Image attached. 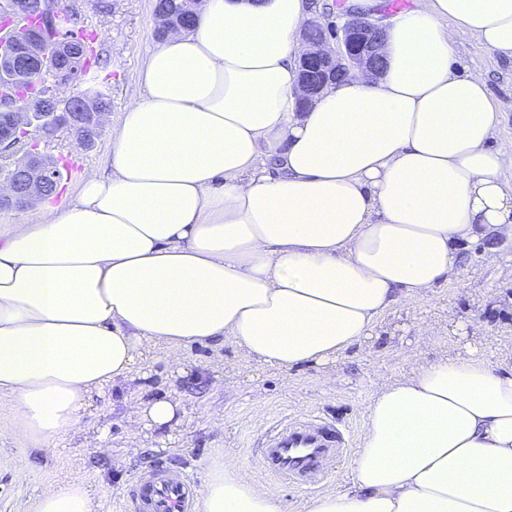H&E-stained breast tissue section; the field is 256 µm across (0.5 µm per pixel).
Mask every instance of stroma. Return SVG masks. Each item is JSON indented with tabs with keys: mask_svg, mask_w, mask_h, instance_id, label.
I'll use <instances>...</instances> for the list:
<instances>
[{
	"mask_svg": "<svg viewBox=\"0 0 512 512\" xmlns=\"http://www.w3.org/2000/svg\"><path fill=\"white\" fill-rule=\"evenodd\" d=\"M76 11L85 31L98 34L95 47L108 81L112 107L95 142L78 147L60 132L40 139L48 160L80 150L83 165L61 180L56 195L22 211H0V231L32 224L51 209L73 202L83 179L101 172L112 148V128L131 99L138 97V73L147 50L157 41L154 0H61ZM455 69L480 74L502 111L492 146L512 151V60L488 50L467 32L454 47ZM512 263V241L481 239L461 245L460 274L440 283L429 297L404 298L377 320L368 338L336 361L288 371L247 358L232 342L210 341L189 347L174 363L162 346L151 347L129 380L88 399L76 429L44 457L0 440V512H28L44 489L70 482L91 492L94 512H130V491L157 462L189 473L203 485L224 444H233L236 461L256 487L276 492L283 512H304L313 490L266 477L258 461L264 436L280 421L315 415L345 427L360 444L371 398L388 380L411 375L429 364L472 347L488 359L512 348V280L500 267ZM330 385H323L324 375ZM159 398L181 400L186 416L159 430L132 426L130 415Z\"/></svg>",
	"mask_w": 512,
	"mask_h": 512,
	"instance_id": "1",
	"label": "stroma"
}]
</instances>
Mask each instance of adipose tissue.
Segmentation results:
<instances>
[{
    "instance_id": "1",
    "label": "adipose tissue",
    "mask_w": 512,
    "mask_h": 512,
    "mask_svg": "<svg viewBox=\"0 0 512 512\" xmlns=\"http://www.w3.org/2000/svg\"><path fill=\"white\" fill-rule=\"evenodd\" d=\"M310 0H205L146 56L108 170L0 242V438L44 454L152 346L232 341L287 371L334 361L404 297L512 240L500 110L456 32L512 59V0H426L386 25L382 75L296 98ZM225 446L197 512H283ZM350 489L305 512H512V368L468 349L383 385ZM29 512H93L84 484Z\"/></svg>"
}]
</instances>
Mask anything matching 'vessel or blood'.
Instances as JSON below:
<instances>
[{
    "mask_svg": "<svg viewBox=\"0 0 512 512\" xmlns=\"http://www.w3.org/2000/svg\"><path fill=\"white\" fill-rule=\"evenodd\" d=\"M349 451L345 432L312 418H288L263 441L260 464L269 474L316 488ZM194 489L188 474L157 467L149 480L139 481L134 512H192Z\"/></svg>",
    "mask_w": 512,
    "mask_h": 512,
    "instance_id": "vessel-or-blood-1",
    "label": "vessel or blood"
}]
</instances>
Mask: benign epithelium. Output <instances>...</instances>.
<instances>
[{"mask_svg":"<svg viewBox=\"0 0 512 512\" xmlns=\"http://www.w3.org/2000/svg\"><path fill=\"white\" fill-rule=\"evenodd\" d=\"M0 13L16 19L41 14L56 22L62 4L58 0H6ZM385 28L369 17L349 10L340 17L328 39L336 42V56L322 54L320 42L306 39L307 52L298 61V90L300 104H306L329 83L348 77L361 69H380V49ZM42 41L38 32L24 47L5 44L0 47V116L5 124L0 127V209H21L47 194V188L56 180V170L48 165L39 149H26L19 140V132L31 127L49 126L50 136L66 130L77 142L95 141L99 135L103 113L95 108V99L84 95L80 86L86 84L77 61L83 52L73 48V43L63 37L56 38L55 53L58 59L67 60L50 68H38L33 74L21 66L19 58L28 56L34 61L42 58ZM40 80L45 93L24 103L18 101L17 88L31 78ZM69 85L70 95L59 97V87Z\"/></svg>","mask_w":512,"mask_h":512,"instance_id":"benign-epithelium-1","label":"benign epithelium"}]
</instances>
